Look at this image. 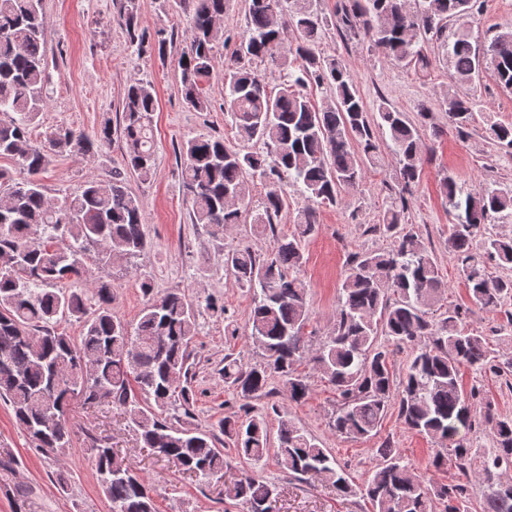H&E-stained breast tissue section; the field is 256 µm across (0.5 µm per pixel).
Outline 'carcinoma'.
<instances>
[{
    "label": "carcinoma",
    "instance_id": "obj_1",
    "mask_svg": "<svg viewBox=\"0 0 512 512\" xmlns=\"http://www.w3.org/2000/svg\"><path fill=\"white\" fill-rule=\"evenodd\" d=\"M167 2L189 17L190 46L177 65L186 103L204 111L203 83L213 71V45L221 33L217 22L224 17L226 0ZM477 3L348 0L336 11L334 24L341 34L367 39L370 50L386 60L424 70L431 61L419 44L430 35L442 36L451 19L467 22ZM281 11L283 0H249L246 29L224 68L225 111L239 139L264 150L197 136L180 151L192 221L216 236L225 226L241 223L249 179L258 173L268 182L263 210L252 216V223L272 237L270 252L260 257L251 247L239 246L224 260L237 284L252 294L249 337L263 352V361L250 364L224 355V386L242 404L240 412L220 420L217 435L179 428L169 418V410L178 406L187 413L197 401L194 390L181 384L189 375L197 304L178 288L156 296L145 278L141 290L147 302L131 326L113 311L109 280L97 279L88 291L63 287L83 275L91 253L104 269L145 249L141 206L126 173L143 181L154 173V88L134 82L124 90L123 169L113 171L108 181L90 178L81 193L52 202L40 175L54 155L68 149L90 153L112 141V129L105 126L91 137L61 126L44 143L33 139L32 125L46 101L42 0H0V114L9 117L0 121V157L16 166L14 173L0 169V399L10 404L17 425L46 456L58 457L70 445L73 408L107 403L123 412L140 447L191 477L222 478L232 469L218 447L224 442L238 459L259 461L272 450L289 474L329 482L343 498H366L375 512H434L437 503L444 512H468L472 474L486 486L482 512H512V491L502 488L503 474L512 470V419L496 417L494 402L480 390L466 393L459 385L464 367L497 375L512 368V361H499L489 337L463 324L471 308L498 313L512 297L511 278L470 263L481 226L512 217V188L485 183L466 190L448 172L440 179L452 216L448 255L461 261L468 307L435 314L446 285L434 255L407 229L408 205L402 198L373 226L391 245L349 256L333 332L310 350L305 332L309 294L299 271L303 242L316 230V212L302 210L296 233L278 235L274 218L288 207L285 187H295L311 202H340L343 193L359 186L365 168L377 164V128L391 142L402 190H409L422 177L421 127L429 112L420 109L416 123L383 101L369 118L351 74L336 56L319 50L327 20L318 0H290L288 23L298 35L294 45L279 27ZM443 48L455 83L480 81L490 64L499 83L512 89V28L482 44L472 43L462 28ZM265 59L280 69L274 94L251 67ZM313 84L332 90L320 105L307 97ZM443 103L454 127L463 130L474 120L472 100L448 91ZM489 131L512 154V124L492 123ZM483 247L498 266H512V237L487 236ZM70 317L82 323L78 341L57 329ZM393 346L414 350L397 381L390 360ZM303 364L336 391L330 427L337 436L353 441L375 437L396 396L403 423L438 439L432 467L454 468L458 478L434 484L402 463L397 449L383 441L375 449L378 463L356 485L328 449L283 416L276 442H271L267 418L253 413L249 401L270 395L275 379L288 400H304L309 384L299 371ZM474 405L494 422L487 445L468 437ZM91 453L112 512H155L141 469L102 438H92ZM227 493L246 512H271L278 487L257 473L242 472Z\"/></svg>",
    "mask_w": 512,
    "mask_h": 512
}]
</instances>
